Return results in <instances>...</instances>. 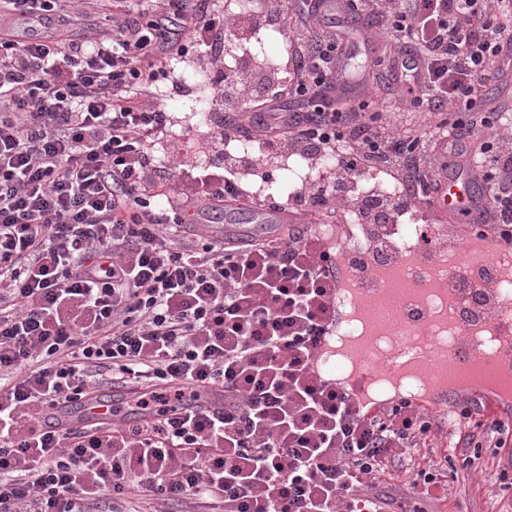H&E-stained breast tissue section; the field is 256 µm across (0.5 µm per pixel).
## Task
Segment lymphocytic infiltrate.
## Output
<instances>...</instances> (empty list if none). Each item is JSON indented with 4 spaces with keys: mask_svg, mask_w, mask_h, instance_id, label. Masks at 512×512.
Returning a JSON list of instances; mask_svg holds the SVG:
<instances>
[{
    "mask_svg": "<svg viewBox=\"0 0 512 512\" xmlns=\"http://www.w3.org/2000/svg\"><path fill=\"white\" fill-rule=\"evenodd\" d=\"M381 28L388 90L429 131L379 110L360 74L337 101L344 46L310 0H262L243 13L214 0H0V512H381L367 490L406 462L414 497L446 491L474 451L512 449V417L456 407L441 434L402 399L369 412L311 368L336 319V249L312 227L268 238L216 234L184 243L187 215L253 206L371 229L402 223L457 158L487 185L483 238L512 243V114L481 108L485 81L512 68V0H342ZM38 23L25 36L13 20ZM264 27L288 61L226 67ZM199 53L224 103L198 151L211 174L174 203L153 183L170 134L162 85ZM306 103L290 111L283 97ZM307 160L291 199L262 194L269 168ZM401 186L355 191L370 171ZM127 389L134 422L52 426L49 411L94 392L101 371Z\"/></svg>",
    "mask_w": 512,
    "mask_h": 512,
    "instance_id": "f902f5d3",
    "label": "lymphocytic infiltrate"
}]
</instances>
